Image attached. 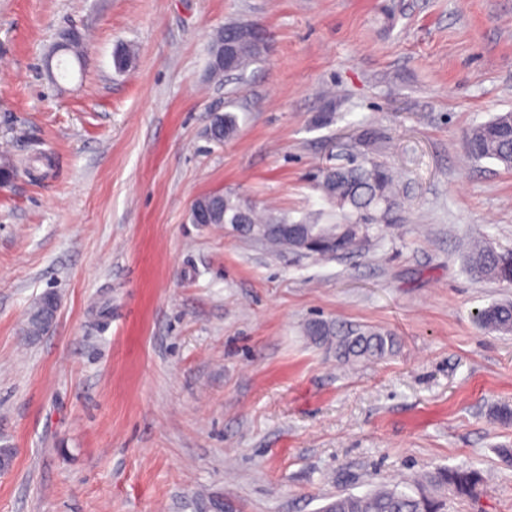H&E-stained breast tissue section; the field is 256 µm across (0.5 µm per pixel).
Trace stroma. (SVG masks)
Returning <instances> with one entry per match:
<instances>
[{
    "mask_svg": "<svg viewBox=\"0 0 512 512\" xmlns=\"http://www.w3.org/2000/svg\"><path fill=\"white\" fill-rule=\"evenodd\" d=\"M232 22L268 49L215 78ZM68 32L82 55L47 68ZM503 112L512 0H0V512H320L469 465L484 485L438 489L447 512H512V333L475 320L512 283L464 268L473 240L512 252V170L464 143ZM354 160L398 184L365 250L275 256L188 220L223 191L334 223L317 176ZM316 317L399 348L340 364ZM42 305L36 308L33 313H30L27 322V335L29 336H40L44 333L52 318L54 319L56 313V302L54 299V317H53V309L52 306L48 303L42 309ZM40 309V310H39ZM48 331V330H47Z\"/></svg>",
    "mask_w": 512,
    "mask_h": 512,
    "instance_id": "35a3bbf8",
    "label": "stroma"
}]
</instances>
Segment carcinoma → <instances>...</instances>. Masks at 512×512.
<instances>
[{
	"label": "carcinoma",
	"instance_id": "obj_1",
	"mask_svg": "<svg viewBox=\"0 0 512 512\" xmlns=\"http://www.w3.org/2000/svg\"><path fill=\"white\" fill-rule=\"evenodd\" d=\"M215 47L228 45L233 51L236 70L259 59L258 39L241 32L233 24L218 30L212 40ZM237 123L234 115L224 114L212 127V138L218 143L234 136ZM467 148L477 160L493 159L512 169V112L497 115L474 127L466 139ZM318 186L323 197L342 212L336 224H320L316 217L291 220L287 214L267 210L263 213L241 203L231 193H210L198 197L191 205L189 220L199 223L198 211L208 213L210 224H255L270 228L265 243L271 248L305 252L322 258L346 255L360 247L370 237L372 214L382 205H389L395 195L392 175L380 164L351 163L342 167H326L321 171ZM506 257L476 241L465 261L470 272L507 280ZM53 318L51 305L36 309L28 317L27 335L40 336ZM485 329L512 332V302L492 303L476 314ZM314 340L334 347L336 357L345 362L382 360L393 354L398 345L394 334L367 325L344 326L324 320H314L307 327ZM484 479L480 470L471 467L439 469L427 480L412 481L410 491L396 487L363 495H341L324 506L327 512H443L444 504L433 492L448 487L460 497L477 494Z\"/></svg>",
	"mask_w": 512,
	"mask_h": 512
}]
</instances>
